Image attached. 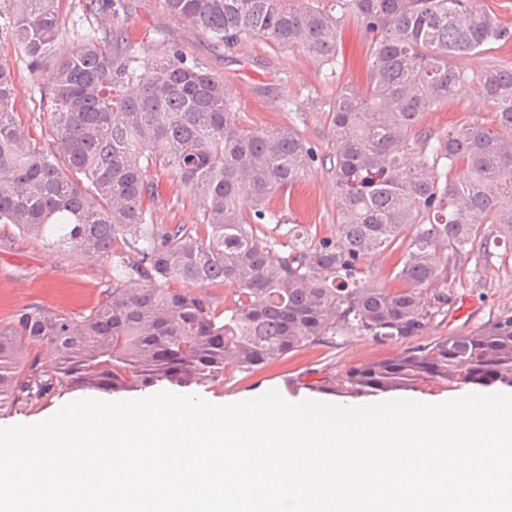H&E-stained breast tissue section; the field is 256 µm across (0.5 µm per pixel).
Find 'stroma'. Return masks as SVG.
Segmentation results:
<instances>
[{"label": "stroma", "instance_id": "stroma-1", "mask_svg": "<svg viewBox=\"0 0 512 512\" xmlns=\"http://www.w3.org/2000/svg\"><path fill=\"white\" fill-rule=\"evenodd\" d=\"M60 21L71 46V32L111 27L119 23L132 36L141 65L147 66L165 49L175 46L221 78L224 92L244 123L254 127L292 125L319 156L334 151L330 133L331 105L345 84L359 87L368 82L369 41L356 17L340 22V63L330 67L310 57L302 48H283L253 38L227 47L202 30L168 12L161 0H125V10L113 17L111 5L98 15L82 17L78 0H61ZM13 76L16 109L32 141L50 143L52 133L43 96L51 83L50 72L30 73L22 59L0 55ZM495 114L472 82L460 84L452 99L424 113V127L443 133L456 125L473 122L493 125ZM160 197L153 208L158 224H197L199 200L181 186L171 171L151 170ZM292 203L283 212L285 224L305 227L312 242L336 235V219L342 198L336 180L325 166L315 165L289 190ZM123 240H115L109 253L87 257L48 245L22 234L13 225L0 224V325L22 313L44 310L73 317L85 316L112 286L114 266L128 255ZM448 287L458 301L442 320H434L426 338L462 335L491 324L501 314L512 313V245L494 248L488 267L474 258H452ZM368 336L336 338L331 344L303 348L288 361L252 372L227 369L220 384L191 385V392L221 401L255 398L275 390L288 396L286 380L306 372L335 374L346 368L393 352Z\"/></svg>", "mask_w": 512, "mask_h": 512}]
</instances>
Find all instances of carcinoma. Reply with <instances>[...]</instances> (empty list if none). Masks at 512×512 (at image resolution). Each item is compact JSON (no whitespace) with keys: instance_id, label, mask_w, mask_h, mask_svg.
<instances>
[{"instance_id":"cac0c4a2","label":"carcinoma","mask_w":512,"mask_h":512,"mask_svg":"<svg viewBox=\"0 0 512 512\" xmlns=\"http://www.w3.org/2000/svg\"><path fill=\"white\" fill-rule=\"evenodd\" d=\"M60 0H0L8 51L47 89L50 147L32 146L18 120L10 69L0 63V224L87 256L121 238L134 258L116 265L90 314L33 311L0 325V408L47 394H120L167 381L181 387L251 372L337 336L406 347L320 380L328 394L377 396L426 381L512 385V314L463 336L422 339L456 304L439 251L488 258L512 242V67L472 75L451 65L512 29L471 0H162L169 12L228 46L262 37L338 63L341 17L370 36L366 89L345 86L332 104L330 169L345 204L336 236L319 244L280 224L271 206L318 160L288 125L252 127L224 98V83L177 47L139 72L121 26L92 31L60 53ZM341 16H336V13ZM474 81L497 125L421 127L424 113ZM162 166L203 207L202 229L156 224L151 203ZM458 165L469 177L456 181ZM89 185H84L83 181ZM261 224L274 234H257ZM495 224L498 236L482 234ZM408 226L415 233L404 235ZM398 288L361 286L364 264L396 243ZM224 282L233 304L169 288ZM54 356L51 368L33 350Z\"/></svg>"}]
</instances>
